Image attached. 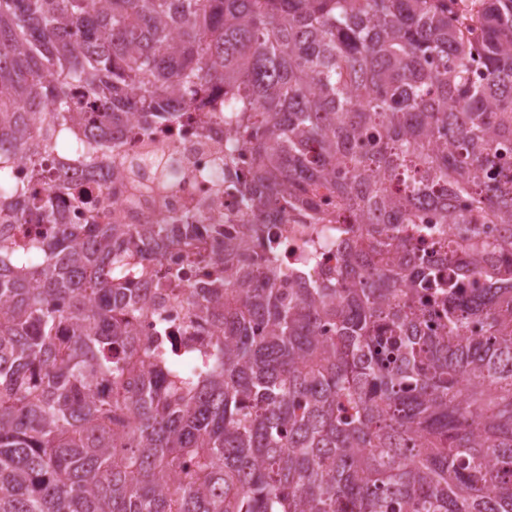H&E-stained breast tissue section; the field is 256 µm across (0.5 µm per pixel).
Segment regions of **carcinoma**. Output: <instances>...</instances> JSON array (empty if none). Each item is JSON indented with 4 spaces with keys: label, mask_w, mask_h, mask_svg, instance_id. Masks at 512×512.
Wrapping results in <instances>:
<instances>
[{
    "label": "carcinoma",
    "mask_w": 512,
    "mask_h": 512,
    "mask_svg": "<svg viewBox=\"0 0 512 512\" xmlns=\"http://www.w3.org/2000/svg\"><path fill=\"white\" fill-rule=\"evenodd\" d=\"M213 84L262 223L324 197L365 225L347 287H278L276 233L258 261L221 224L147 242L52 219L20 251L0 223V512H512V0H0V211L33 214L14 156L93 166L136 113L177 122ZM76 114L87 145L58 135ZM424 204L499 287L404 261ZM173 245L210 283L186 295L212 337L195 372L134 335L128 270Z\"/></svg>",
    "instance_id": "obj_1"
}]
</instances>
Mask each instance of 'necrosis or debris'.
I'll return each mask as SVG.
<instances>
[{
	"label": "necrosis or debris",
	"mask_w": 512,
	"mask_h": 512,
	"mask_svg": "<svg viewBox=\"0 0 512 512\" xmlns=\"http://www.w3.org/2000/svg\"><path fill=\"white\" fill-rule=\"evenodd\" d=\"M245 149L236 124L223 113L203 107L190 122L159 126L138 118L114 137V152L100 160L97 175L64 183L56 173L70 168L68 158L46 162L42 179H35L28 159L15 157L10 169L14 182L25 184L40 198L50 199L52 211L65 224H86L91 216L116 224H221L232 234L252 236L261 223L226 183L225 158ZM275 230L283 231L284 288H325L336 285V255L341 240L336 225L307 223L299 212H274ZM155 278L140 281L146 295L164 291L161 314H146L136 334L148 346H176L186 360L205 354L208 341L186 333L190 312L184 297L204 287V277L186 253L169 248L160 258Z\"/></svg>",
	"instance_id": "obj_1"
}]
</instances>
